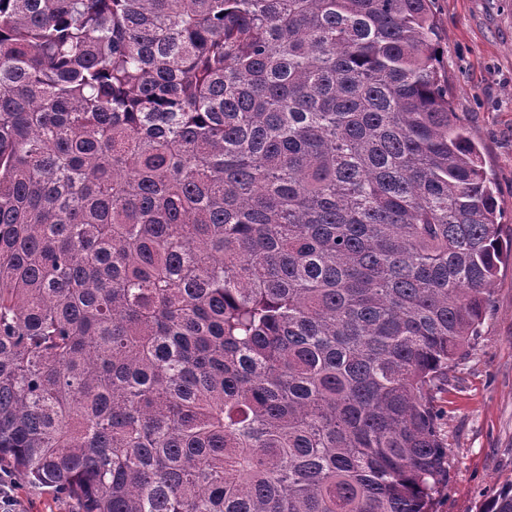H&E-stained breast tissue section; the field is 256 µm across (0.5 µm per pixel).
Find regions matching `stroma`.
<instances>
[{"label":"stroma","instance_id":"1","mask_svg":"<svg viewBox=\"0 0 512 512\" xmlns=\"http://www.w3.org/2000/svg\"><path fill=\"white\" fill-rule=\"evenodd\" d=\"M448 97L479 146L512 240V0H434ZM448 484L433 512H477L512 481V255L492 285L481 336L439 399Z\"/></svg>","mask_w":512,"mask_h":512}]
</instances>
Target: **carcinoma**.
Here are the masks:
<instances>
[{"instance_id": "cac0c4a2", "label": "carcinoma", "mask_w": 512, "mask_h": 512, "mask_svg": "<svg viewBox=\"0 0 512 512\" xmlns=\"http://www.w3.org/2000/svg\"><path fill=\"white\" fill-rule=\"evenodd\" d=\"M432 3L0 0V467L72 512H431L503 255Z\"/></svg>"}]
</instances>
